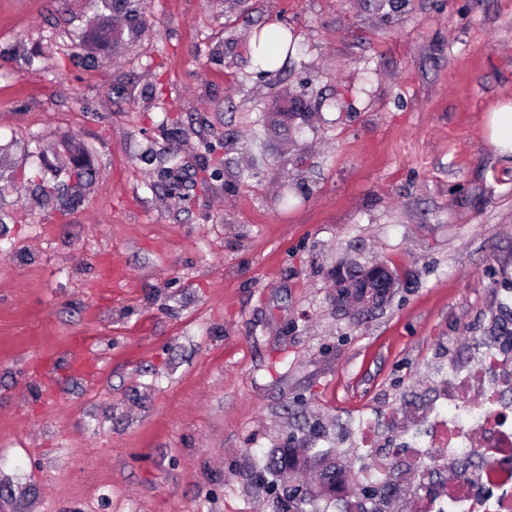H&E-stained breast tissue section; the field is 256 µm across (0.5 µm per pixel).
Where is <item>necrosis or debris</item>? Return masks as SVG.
<instances>
[{
    "mask_svg": "<svg viewBox=\"0 0 512 512\" xmlns=\"http://www.w3.org/2000/svg\"><path fill=\"white\" fill-rule=\"evenodd\" d=\"M437 401L448 411L429 419L428 432L399 437L392 448H373V426L360 430L369 455L365 482L399 468L414 481L411 512H512V344L488 348L469 374L451 371ZM470 460L457 483H448L449 465Z\"/></svg>",
    "mask_w": 512,
    "mask_h": 512,
    "instance_id": "necrosis-or-debris-1",
    "label": "necrosis or debris"
}]
</instances>
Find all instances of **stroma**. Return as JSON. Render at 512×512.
<instances>
[{"mask_svg": "<svg viewBox=\"0 0 512 512\" xmlns=\"http://www.w3.org/2000/svg\"><path fill=\"white\" fill-rule=\"evenodd\" d=\"M0 0V512H272L254 463L377 445L512 303V0ZM295 41L279 74L249 44ZM289 112L259 135L269 113ZM84 146L95 177L63 208ZM120 261L117 287L102 285ZM400 276L337 310V265ZM84 340L87 371L70 366ZM103 2L108 9H112V14H123L126 27L116 25V27L112 24V47H117L122 42H124V34L127 31L128 38H136L141 35L144 31L145 27L139 20V15L133 13L134 10L130 8V4L132 0H100ZM490 140L502 154H512V104L489 113L487 122ZM365 270V276L371 284H376L377 288H388L385 293L386 301L381 305H376L375 301H370L369 307L376 308L381 307L387 302V297L389 294H392L394 288L396 286V281L394 279H389L388 270L384 264L381 262H374L371 265H363Z\"/></svg>", "mask_w": 512, "mask_h": 512, "instance_id": "1", "label": "stroma"}]
</instances>
